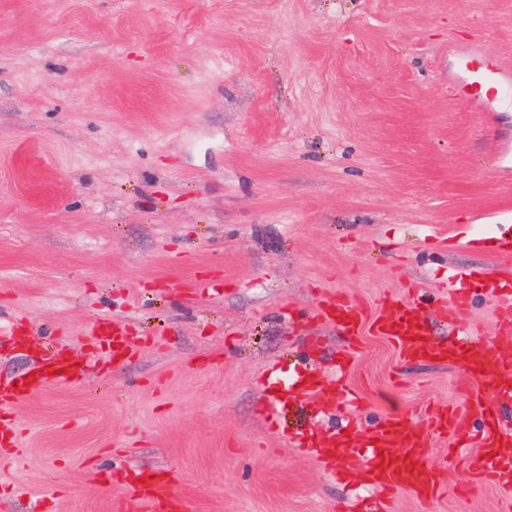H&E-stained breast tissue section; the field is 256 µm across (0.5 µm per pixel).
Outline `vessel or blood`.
Instances as JSON below:
<instances>
[{
  "instance_id": "vessel-or-blood-1",
  "label": "vessel or blood",
  "mask_w": 512,
  "mask_h": 512,
  "mask_svg": "<svg viewBox=\"0 0 512 512\" xmlns=\"http://www.w3.org/2000/svg\"><path fill=\"white\" fill-rule=\"evenodd\" d=\"M458 68L466 86L474 91L470 99L473 109L482 112L485 118L499 119L502 102L512 100V64L497 57L462 55ZM421 301V289L413 288L407 298L387 302L379 314L371 317L362 306L331 297L323 302L317 316L336 323L353 338L366 331L386 337L401 358H434L456 366L479 386V396L469 401L465 411L449 409L433 419L434 433L452 440L447 465H429L428 436L396 415L384 416L364 430L348 426L335 442H323L312 433L305 436L303 445L320 449L328 460L343 455L346 466L361 471L369 486L389 493L405 490L418 495L441 494L445 490L444 474L450 465L465 466L472 475L488 478L512 492V431H503L499 425L502 412L512 410V356L503 355L499 346L489 340L475 347L465 342L464 336L474 324L469 289L452 288L449 297L431 303L439 320L458 332L457 337L446 342L431 339V325L420 312ZM496 320L500 335L512 334L511 292L499 294ZM91 333L100 342L98 357L114 360L127 353V331L120 321H99L92 326ZM352 362L351 356H343L338 362L337 376L302 375L286 384L285 389L358 407L360 396L345 380ZM67 365L66 359L58 357L42 363L35 378L17 385L0 384L1 446L15 443L18 435L14 420L4 412L5 407L49 385L72 381ZM472 445L477 446V453H469ZM133 487L140 512H158L165 504L172 512H195L190 499L177 496L173 480L137 481Z\"/></svg>"
}]
</instances>
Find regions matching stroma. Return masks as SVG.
Here are the masks:
<instances>
[{
	"label": "stroma",
	"instance_id": "35a3bbf8",
	"mask_svg": "<svg viewBox=\"0 0 512 512\" xmlns=\"http://www.w3.org/2000/svg\"><path fill=\"white\" fill-rule=\"evenodd\" d=\"M476 45L512 61V0H0V324L43 340H0V378L55 350L80 367L13 404L0 512H115L131 470L171 473L196 512H359L382 491L285 440L337 438V409L263 412L351 344L360 428L396 412L439 464L427 411L475 386L315 310L375 315L481 268L476 337L512 352V168L490 152L512 119L469 102L455 54ZM99 317L125 323L122 362H89ZM446 483L390 512H503L497 486ZM498 310L496 320L500 336H511L512 334V293L503 291L498 296Z\"/></svg>",
	"mask_w": 512,
	"mask_h": 512
}]
</instances>
